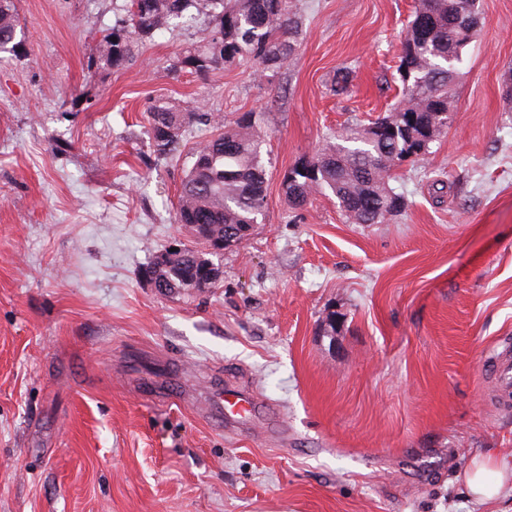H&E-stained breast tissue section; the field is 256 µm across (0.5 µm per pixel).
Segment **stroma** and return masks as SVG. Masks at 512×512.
<instances>
[{"label":"stroma","instance_id":"obj_1","mask_svg":"<svg viewBox=\"0 0 512 512\" xmlns=\"http://www.w3.org/2000/svg\"><path fill=\"white\" fill-rule=\"evenodd\" d=\"M129 0H18L0 52V512H512L463 472L512 469V414L487 397L512 343V0H480L448 126L391 182L401 212L356 224L332 195L292 209L283 177L397 100L413 0H289L292 60L197 77L210 10L98 60ZM159 101L206 114L156 157ZM254 113L267 171L216 287L157 291L181 181L211 127ZM259 406L227 427L225 384ZM499 470L498 461L490 455H478L473 458L471 469L465 476V481L476 499H491L499 492V485L489 480L488 475Z\"/></svg>","mask_w":512,"mask_h":512}]
</instances>
